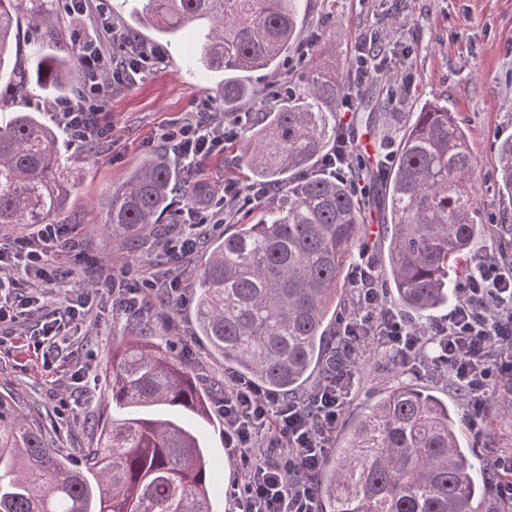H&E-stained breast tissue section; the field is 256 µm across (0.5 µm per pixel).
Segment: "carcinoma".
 I'll return each instance as SVG.
<instances>
[{"label": "carcinoma", "mask_w": 512, "mask_h": 512, "mask_svg": "<svg viewBox=\"0 0 512 512\" xmlns=\"http://www.w3.org/2000/svg\"><path fill=\"white\" fill-rule=\"evenodd\" d=\"M55 17V0H0V24L24 20L48 37ZM199 20L209 23L200 62L224 74V111L249 110L264 91L246 74L280 67L300 30L298 0H144L139 18L162 34ZM16 36L0 33V74L17 90L73 87L61 55L39 56L32 70L11 64ZM347 90L337 69L315 65L279 107L252 113L241 158L250 179L279 196L257 223H235L190 272L197 335L209 354L286 397L300 395L319 369L333 376L337 354L326 351L340 344L330 325L345 312L364 203L349 183L311 168L336 141ZM497 151L498 190L512 200V137ZM475 169L455 113L440 105L416 113L386 177L389 272L380 285L420 320L457 297L458 261L483 234ZM72 188L52 128L28 112L0 123L1 228L46 223ZM196 193L167 153H154L99 198L97 223L114 235L151 232L178 197ZM153 336L146 320L113 347L107 394L123 417L96 425L95 443L75 455L0 393V512H213L204 449L187 420L210 418L209 398ZM458 420V408L433 391L397 382L321 464L320 512H484L485 468L463 447Z\"/></svg>", "instance_id": "carcinoma-1"}]
</instances>
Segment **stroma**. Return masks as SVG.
Instances as JSON below:
<instances>
[{"label": "stroma", "instance_id": "35a3bbf8", "mask_svg": "<svg viewBox=\"0 0 512 512\" xmlns=\"http://www.w3.org/2000/svg\"><path fill=\"white\" fill-rule=\"evenodd\" d=\"M299 10V38L286 52L280 69L254 73L252 82L263 88L297 87L309 65L331 61L345 66L360 37L371 27L382 28L389 35L385 53L392 67L410 69L414 84L404 93L401 105L381 114L376 125H369L361 111L350 113L354 148L367 141L373 152H395L414 112L432 104L455 112L469 130L478 163L484 233L470 253L498 255L501 214L512 209V202L503 199L495 185L496 147L512 136V0H300ZM314 33L319 34L320 45L307 51L305 63H298L300 50ZM205 34L199 24L184 27L176 39L166 42L163 63L138 76L134 84L113 91L106 106V132L94 147L67 142L61 147L75 187L66 208L53 221L65 225L68 236L78 238L82 247L75 252L62 242L52 250L56 278L47 284L44 300L53 308L83 288L96 293L98 304L85 320L72 326L58 353L34 347L41 329L39 314L0 328V392L10 391L37 405L40 423L59 447H87L91 442L88 421L121 416L107 398L104 376L112 365L115 338L134 332L136 324L132 314L113 305V281L131 285L146 279H186L216 237L213 229H206L194 253H174L167 242L181 234L183 224L168 225L160 243L148 235H104L94 224L92 207L140 159L161 149L158 136L168 123L195 111L203 99L223 111L220 77L202 73L195 64ZM193 177L211 189L228 180L246 185L249 176L239 142L225 144L223 152L195 168ZM169 316L177 324V333L167 336V344L193 372L199 387L211 399H219L224 367L206 353L194 334L190 298L175 302ZM81 368L90 371L84 387L72 378ZM404 377L429 387L449 403L459 401L436 372L404 367L369 344L360 353L344 419L355 417ZM197 428L209 459L213 508L232 512L226 490L240 478L241 467L224 452V421L215 411ZM457 430L465 447L475 449L482 458L512 454V379L492 387L481 434H474L463 419Z\"/></svg>", "mask_w": 512, "mask_h": 512}]
</instances>
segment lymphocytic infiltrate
I'll use <instances>...</instances> for the list:
<instances>
[{"mask_svg":"<svg viewBox=\"0 0 512 512\" xmlns=\"http://www.w3.org/2000/svg\"><path fill=\"white\" fill-rule=\"evenodd\" d=\"M100 25V32L78 41L76 93L53 106L59 126L74 144L102 133L105 100L114 89L133 83L148 66L164 59L159 48L141 43L108 19ZM385 41L384 32L376 31L359 42L342 112L354 110L371 73L387 71ZM110 43L120 47L121 56L108 53ZM242 129V114L217 116L204 99L191 118L168 124L159 138L173 160L192 168L223 149L225 141L238 138ZM63 235V225L40 224L31 236L0 241V325L45 311L41 335L51 344L91 310L93 299L86 292L49 311L41 297L16 287L18 269L34 280H51L49 254ZM352 284L353 310L340 320L344 336L351 341L376 337L383 350L407 367L447 369L449 381L464 393L470 426L480 428L489 389L512 371V260L471 261L455 307L429 328L389 308L368 257L354 267ZM355 375V362L337 363L335 376L317 384L303 402L273 394L252 380L225 376L218 401L224 448L245 474L230 491L235 512H316L313 477L335 438Z\"/></svg>","mask_w":512,"mask_h":512,"instance_id":"f902f5d3","label":"lymphocytic infiltrate"}]
</instances>
